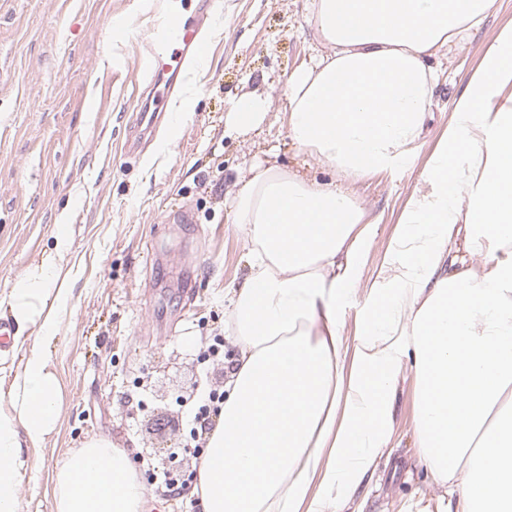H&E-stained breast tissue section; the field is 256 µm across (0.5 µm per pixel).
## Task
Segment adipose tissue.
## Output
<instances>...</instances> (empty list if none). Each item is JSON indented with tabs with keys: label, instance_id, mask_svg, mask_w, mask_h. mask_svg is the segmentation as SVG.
<instances>
[{
	"label": "adipose tissue",
	"instance_id": "adipose-tissue-1",
	"mask_svg": "<svg viewBox=\"0 0 512 512\" xmlns=\"http://www.w3.org/2000/svg\"><path fill=\"white\" fill-rule=\"evenodd\" d=\"M492 0H311L323 53L288 80V136L328 169L251 165L232 200L249 274L231 290L224 406L193 491L202 512H342L393 431L402 372L420 457L443 512H512V28L485 49L424 166L353 340L343 309L376 235L358 182L424 137L438 54ZM65 230L1 300L33 331L0 407V512H18L24 444L55 431L48 364L67 306ZM55 512H147L128 453L98 437L54 475Z\"/></svg>",
	"mask_w": 512,
	"mask_h": 512
}]
</instances>
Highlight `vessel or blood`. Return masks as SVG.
Masks as SVG:
<instances>
[{
    "label": "vessel or blood",
    "instance_id": "b4317fda",
    "mask_svg": "<svg viewBox=\"0 0 512 512\" xmlns=\"http://www.w3.org/2000/svg\"><path fill=\"white\" fill-rule=\"evenodd\" d=\"M212 16V0H198L192 16H171L153 29L147 44L152 60L150 80L137 125L127 141L128 149H136L145 131L160 123L170 98L176 93L177 77L184 66L204 56L206 44L202 32Z\"/></svg>",
    "mask_w": 512,
    "mask_h": 512
}]
</instances>
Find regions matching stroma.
Returning a JSON list of instances; mask_svg holds the SVG:
<instances>
[{
  "label": "stroma",
  "instance_id": "stroma-1",
  "mask_svg": "<svg viewBox=\"0 0 512 512\" xmlns=\"http://www.w3.org/2000/svg\"><path fill=\"white\" fill-rule=\"evenodd\" d=\"M197 0H0V295L54 246L67 213L72 247L62 273L71 295L48 348L63 403L46 441L22 450L18 512H53L54 473L88 440L127 450L150 512H173L150 474L168 452L187 484L199 462L186 414L202 379L223 365L200 356L224 331L227 291L249 273L248 246L230 201L241 168L276 156L309 177L288 137L283 88L319 44L309 0H216L205 57L184 69L172 121L137 156L125 143L149 76L148 32ZM512 27V0H495L468 41L442 58L424 142L392 172L356 184L377 224L364 276L343 313L353 339L364 299L412 194L431 190L422 171L486 47ZM268 97L258 128L227 121L242 94ZM174 429L155 426L159 417ZM394 433L343 512H436L439 490L420 459L411 378H400Z\"/></svg>",
  "mask_w": 512,
  "mask_h": 512
}]
</instances>
